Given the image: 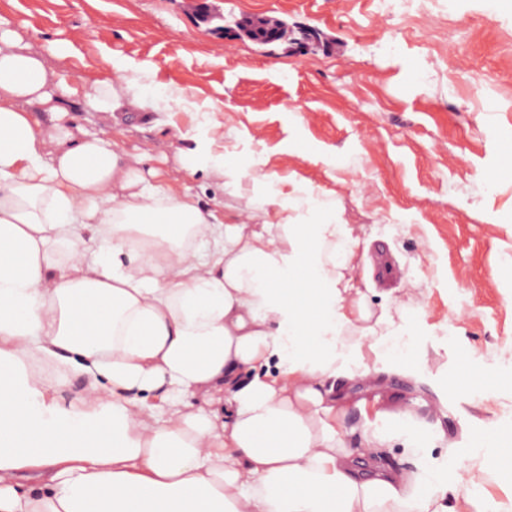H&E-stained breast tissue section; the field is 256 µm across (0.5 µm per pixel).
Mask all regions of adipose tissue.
<instances>
[{
	"mask_svg": "<svg viewBox=\"0 0 512 512\" xmlns=\"http://www.w3.org/2000/svg\"><path fill=\"white\" fill-rule=\"evenodd\" d=\"M67 55L0 21V512H448L414 408L345 440L337 379L407 357L354 228L296 182L227 224L146 178L65 109L143 111L138 75L74 83ZM397 440L417 469L375 464Z\"/></svg>",
	"mask_w": 512,
	"mask_h": 512,
	"instance_id": "obj_1",
	"label": "adipose tissue"
}]
</instances>
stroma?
<instances>
[{"label": "stroma", "mask_w": 512, "mask_h": 512, "mask_svg": "<svg viewBox=\"0 0 512 512\" xmlns=\"http://www.w3.org/2000/svg\"><path fill=\"white\" fill-rule=\"evenodd\" d=\"M253 16L282 20L287 45L239 37ZM0 20L36 50L67 43L58 73L108 79L109 56L142 66L146 100L175 90L160 116L72 115L130 157L152 145L145 166L174 194L234 224L239 192L262 202L294 181L353 225V282L409 350L386 395L415 408L428 456L447 462L449 507L466 460L488 469L469 512H512V468L472 446L512 430V0H0ZM176 129L216 132L213 152L247 179L226 186L189 163L169 145ZM382 248L420 282L421 310L403 314L374 281Z\"/></svg>", "instance_id": "1"}]
</instances>
